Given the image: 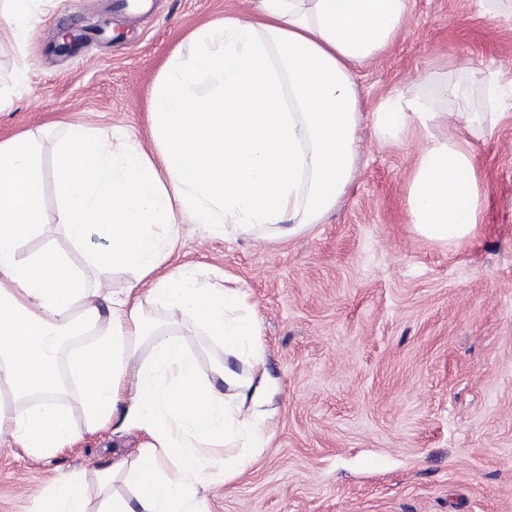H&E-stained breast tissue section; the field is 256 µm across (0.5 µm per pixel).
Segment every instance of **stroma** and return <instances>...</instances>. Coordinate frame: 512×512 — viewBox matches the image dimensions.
I'll return each mask as SVG.
<instances>
[{
	"instance_id": "obj_1",
	"label": "stroma",
	"mask_w": 512,
	"mask_h": 512,
	"mask_svg": "<svg viewBox=\"0 0 512 512\" xmlns=\"http://www.w3.org/2000/svg\"><path fill=\"white\" fill-rule=\"evenodd\" d=\"M152 4L116 14L111 0H32L21 46L5 33L14 4L0 0V140L32 133L50 173L68 124L152 148L150 93L169 60L190 56L196 28L250 17L255 0ZM495 8L496 20L481 0H414L394 45L356 68L357 174L320 223L291 238L177 226L172 265L248 293L273 382V437L246 469L224 478L223 447L209 449L208 512H512V99L473 141L488 205L454 248L409 222V175L427 138L390 139L376 124L381 105L431 94L438 78L473 87L436 109L485 111L481 72L512 78V0ZM45 207L49 223L26 253L53 245L103 295L133 280L91 263L98 237L70 243L51 183ZM145 441L108 424L46 459L0 447V512H29L48 483L135 460Z\"/></svg>"
}]
</instances>
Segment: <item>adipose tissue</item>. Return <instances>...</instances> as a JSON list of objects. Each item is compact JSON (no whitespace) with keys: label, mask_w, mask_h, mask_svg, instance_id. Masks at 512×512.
<instances>
[{"label":"adipose tissue","mask_w":512,"mask_h":512,"mask_svg":"<svg viewBox=\"0 0 512 512\" xmlns=\"http://www.w3.org/2000/svg\"><path fill=\"white\" fill-rule=\"evenodd\" d=\"M413 0H257L194 31L192 57L173 58L150 98L155 153L112 143L81 125L57 141V222L76 244L108 243L94 265L134 279L109 301L99 328L98 295L65 255L46 247L23 256L47 222L46 172L37 141H0V446L36 459L71 446L82 430L119 417L148 441L131 496L110 492L125 462L99 473L97 512H207L196 487L224 444L225 477L263 447L270 378L261 324L243 289L169 267L181 217L227 238L264 228L296 235L318 223L355 178L359 141L354 68L397 40ZM209 83L200 94L201 83ZM499 112H464L448 139L431 135L448 115L426 98L386 104L380 131L408 126L429 136L408 185L409 219L422 236L453 247L473 237L487 203L472 140ZM172 322L191 319L225 361L202 375L174 330L148 331L145 302ZM96 329L93 342L60 357L62 337ZM75 383L84 428L60 399ZM31 512H88L84 473L43 487Z\"/></svg>","instance_id":"1"}]
</instances>
